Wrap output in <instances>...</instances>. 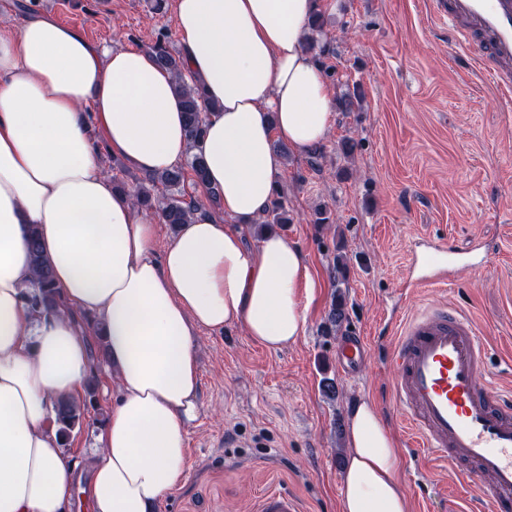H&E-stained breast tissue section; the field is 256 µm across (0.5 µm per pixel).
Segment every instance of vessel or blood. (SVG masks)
I'll return each mask as SVG.
<instances>
[{
  "label": "vessel or blood",
  "mask_w": 512,
  "mask_h": 512,
  "mask_svg": "<svg viewBox=\"0 0 512 512\" xmlns=\"http://www.w3.org/2000/svg\"><path fill=\"white\" fill-rule=\"evenodd\" d=\"M437 5L451 41L477 46L483 74L511 92L512 0ZM485 262L480 251L461 258L438 243L426 254L409 252L407 269L416 275L415 287L425 288L445 283L447 270ZM367 349L364 337L347 331L336 346L337 367L357 373ZM383 358L407 446L447 466H471L477 512H512V398L484 380L488 352L474 321L444 306L427 308L402 325ZM253 512H299V502L286 490H270L255 500Z\"/></svg>",
  "instance_id": "vessel-or-blood-1"
}]
</instances>
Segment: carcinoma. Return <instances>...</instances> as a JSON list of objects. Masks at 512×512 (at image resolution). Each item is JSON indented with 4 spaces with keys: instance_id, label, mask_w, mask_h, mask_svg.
Here are the masks:
<instances>
[{
    "instance_id": "carcinoma-1",
    "label": "carcinoma",
    "mask_w": 512,
    "mask_h": 512,
    "mask_svg": "<svg viewBox=\"0 0 512 512\" xmlns=\"http://www.w3.org/2000/svg\"><path fill=\"white\" fill-rule=\"evenodd\" d=\"M156 62L169 70L174 78V92L180 97L185 114V133L189 146L187 163L177 165L148 177L149 185H139L133 192L134 205L145 212L159 217L163 224L178 229L188 223L198 208L205 204L212 206L219 201V191L210 189L204 198L196 197L185 191V182L190 181L201 187L206 181V167L201 154L196 152L198 144L204 138L206 124L213 105L206 102L201 90L187 83L183 78V58L157 42L152 47ZM291 218L283 202L275 198L254 224L262 229L269 224H289ZM29 252L33 267V280L26 288L23 298L33 313L40 316L55 314L63 307L52 275L49 261L43 254L36 226H31L28 238ZM97 376L90 374L83 382L84 396L78 400L64 397L52 404L53 423L60 446H68L74 431L87 424L89 410L95 408Z\"/></svg>"
}]
</instances>
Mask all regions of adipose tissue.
Instances as JSON below:
<instances>
[{
	"mask_svg": "<svg viewBox=\"0 0 512 512\" xmlns=\"http://www.w3.org/2000/svg\"><path fill=\"white\" fill-rule=\"evenodd\" d=\"M327 0H173L192 84L217 109L200 150L223 218L195 212L156 251L157 224L114 190L89 133L144 173L188 154L173 76L137 49L91 43L31 10L0 34V512H152L182 480L199 414L198 335L240 324L271 350L303 336L316 283L304 254L276 233L245 230L270 205L281 139L308 151L332 123L331 92L305 50ZM67 305L34 317L29 225ZM105 327L116 396L87 463L63 452L51 402L72 397L92 368L77 313ZM340 512H411L400 453L381 414L357 403Z\"/></svg>",
	"mask_w": 512,
	"mask_h": 512,
	"instance_id": "obj_1",
	"label": "adipose tissue"
}]
</instances>
